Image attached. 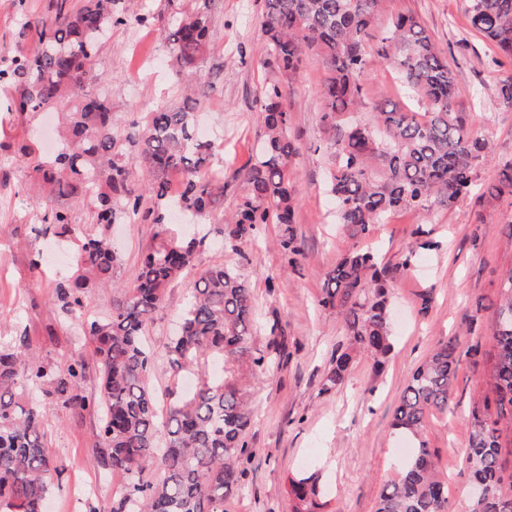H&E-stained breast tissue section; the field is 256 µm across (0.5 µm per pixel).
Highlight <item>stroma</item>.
<instances>
[{"label":"stroma","mask_w":512,"mask_h":512,"mask_svg":"<svg viewBox=\"0 0 512 512\" xmlns=\"http://www.w3.org/2000/svg\"><path fill=\"white\" fill-rule=\"evenodd\" d=\"M384 9L414 14L439 44L463 90L459 108L492 143L495 157L478 169L472 195L455 208L435 204L420 215L399 214L376 225L367 239L349 238L333 216L324 184L327 157L317 150L324 139L321 66L308 58L291 77L289 136L301 148L293 163L295 229L304 249L298 268L288 267L275 247V224L235 251L225 248L223 236L212 235L196 256L198 268L221 263L250 285L259 314L255 346L272 360L261 369L235 372L252 400L254 456L245 493L228 498L225 512H290L289 478L312 472L319 475L328 512H375L380 491L397 478L408 446L392 427L398 398L435 346L451 338L462 355L453 384L454 409L430 415L424 436L438 455L453 512L466 510L468 410L474 396L489 388L495 310L512 274V201L486 193L503 165L512 162V108L496 98L501 73L488 43L467 32L463 0H385ZM165 54L151 23L114 28L106 40L96 68L112 95L115 133L140 121L145 112L180 103V85L164 63ZM216 66L221 75L201 100L199 133L224 147V209L229 212L246 189L244 174L261 144L256 100L265 84L279 78L267 56L255 0H224L212 22L203 75ZM38 221L27 172L13 166L9 183L0 185V343L26 334L36 362L60 364L86 349L87 342L52 299L54 272L41 275L29 269L30 250L47 254L54 242L50 236H35L31 226ZM417 227L438 247L421 252L391 286L394 349L383 369L356 354L343 384L323 391L332 355L350 346L344 322L319 305L325 272L355 248L372 249L383 262L397 263ZM153 232L150 224L115 225L119 262L114 278L124 288L134 286L141 252ZM191 288L188 278L172 283L164 308L150 324L147 339L157 357L165 355ZM425 293L432 296L426 310L421 307ZM274 325L281 331L275 339L270 336ZM474 345L480 354L473 358L467 351ZM44 421L52 451L68 465L49 496L53 512H86L91 503L108 512L112 474L94 461L98 416L50 408Z\"/></svg>","instance_id":"1"}]
</instances>
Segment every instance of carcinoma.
<instances>
[{
	"mask_svg": "<svg viewBox=\"0 0 512 512\" xmlns=\"http://www.w3.org/2000/svg\"><path fill=\"white\" fill-rule=\"evenodd\" d=\"M51 19L26 21L18 30L10 64L0 69V88L9 95L0 114V156L27 169L44 209V232L76 246L75 267L55 284L54 303L68 318L81 313L91 288L113 283L118 257L110 229L118 222L152 224L135 288L106 318L83 320L91 349L62 366L32 361L27 338L0 348V512H43L66 461L47 444L44 406L100 415L98 464L112 472L110 512H224V501L245 488L244 461L250 459L251 409L236 380L214 377L213 364L271 359L254 348L256 313L247 283L222 264L197 268V247L212 233L207 224L224 207V169L217 167L219 145L196 135L197 106L205 95L201 70L209 50L211 25L221 0H180L154 17L168 49V65L184 80L178 106L145 114L122 139L112 134V95L94 67L104 35L114 26L141 25L148 17L123 0H55ZM383 0H261L267 53L285 76L303 57L321 63L320 122L329 158L326 188L336 223L356 238L394 213H420L432 203L452 209L472 189L476 169L493 155L490 141L472 132V119L457 109L462 95L448 58L411 13H382ZM474 32L495 50L504 69L498 95L512 107V0H465ZM39 46L30 51V29ZM377 39L370 54L366 43ZM385 63L400 76L405 97L417 109L377 103L362 119L366 83L374 64ZM263 115L261 150L245 174L247 193L224 218L225 244L255 238L263 225L282 227L276 247L295 266L302 254L297 236L292 162L299 154L289 137L292 113L282 83L266 85L257 99ZM61 147L51 157L12 134L36 112L61 104ZM495 199H512V163L487 188ZM87 206L82 221L78 206ZM179 209L201 221L188 239L169 222ZM401 261L382 265L369 251L343 255L325 274L321 305L346 324L351 344L381 367L393 350L389 314L392 281L411 265L418 250L436 242L422 238ZM194 277L179 329L165 360L173 381L196 376L188 392L173 387L159 406L151 377L155 358L146 330L164 306L170 284ZM495 350L490 356L491 392L473 399L469 482L487 488L471 499L469 512H512V474L505 475L499 424L512 421V275L496 309ZM458 342L439 343L413 373L400 395L392 426L414 439L396 480L379 494L375 512H449L447 485L436 476L437 455L423 436L428 414L447 412L460 356ZM353 366L350 350H336L323 383L341 384ZM98 392L88 394L89 373ZM36 389L44 405L25 403ZM292 512H324L318 476L289 480Z\"/></svg>",
	"mask_w": 512,
	"mask_h": 512,
	"instance_id": "1",
	"label": "carcinoma"
}]
</instances>
